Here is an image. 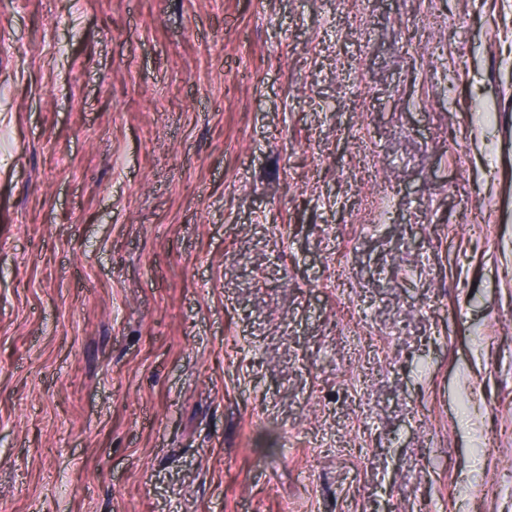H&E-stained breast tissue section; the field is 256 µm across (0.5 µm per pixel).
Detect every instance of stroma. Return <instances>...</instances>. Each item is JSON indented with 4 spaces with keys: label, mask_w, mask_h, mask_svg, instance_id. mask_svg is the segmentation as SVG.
Wrapping results in <instances>:
<instances>
[{
    "label": "stroma",
    "mask_w": 512,
    "mask_h": 512,
    "mask_svg": "<svg viewBox=\"0 0 512 512\" xmlns=\"http://www.w3.org/2000/svg\"><path fill=\"white\" fill-rule=\"evenodd\" d=\"M285 502L512 512V0H0V512Z\"/></svg>",
    "instance_id": "35a3bbf8"
}]
</instances>
